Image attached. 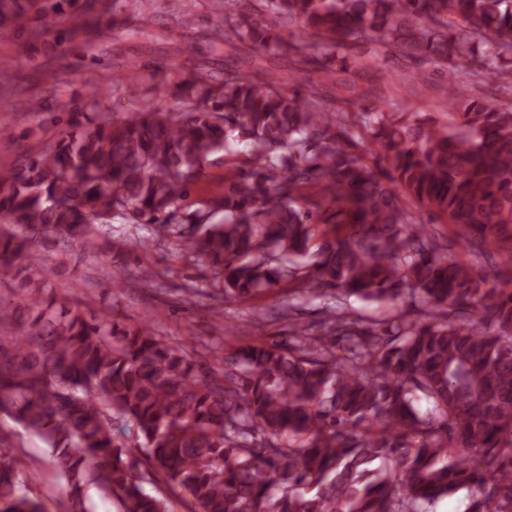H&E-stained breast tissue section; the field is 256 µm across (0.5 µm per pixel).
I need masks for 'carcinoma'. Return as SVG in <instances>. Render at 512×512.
I'll list each match as a JSON object with an SVG mask.
<instances>
[{
  "label": "carcinoma",
  "instance_id": "1",
  "mask_svg": "<svg viewBox=\"0 0 512 512\" xmlns=\"http://www.w3.org/2000/svg\"><path fill=\"white\" fill-rule=\"evenodd\" d=\"M39 0H0V25L26 31ZM76 0H53L69 39L87 34ZM69 9H64V6ZM185 0H112L147 32L148 14L191 28ZM208 47L221 68L170 65L162 91L114 119L70 124L48 150L0 175V274L26 288L0 299V415L40 437L69 512L96 488L118 512H426L465 489L468 512H512V279L437 252L403 200L444 216L466 244L512 245V107L460 101L456 130L365 109L359 130L316 87L267 63L295 53L327 74L370 42L448 72V100L474 81L512 90V0H210ZM269 13L299 30L262 24ZM133 69L112 77L134 93ZM253 165L175 221L177 205L229 140ZM381 147L384 168L351 149ZM315 197V208L302 202ZM150 224L215 269L224 301L283 285L366 301L419 294L425 320L389 327L336 311L291 344L225 342L206 364L142 324L55 307L35 286L49 232L97 254L96 224ZM327 227L314 241L315 223ZM470 314L444 318L445 308ZM130 436L133 442L125 437ZM162 484L152 495L145 485ZM0 438V512H47Z\"/></svg>",
  "mask_w": 512,
  "mask_h": 512
}]
</instances>
